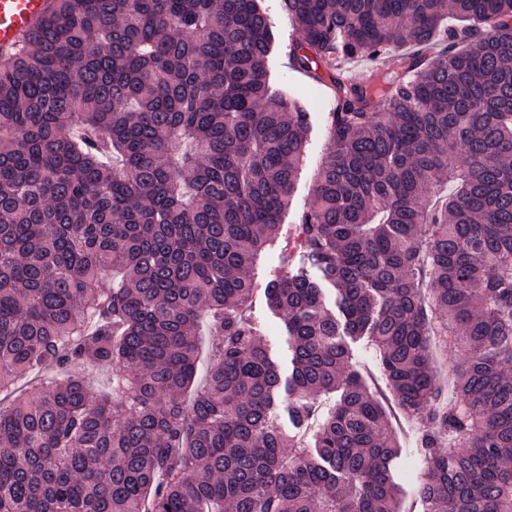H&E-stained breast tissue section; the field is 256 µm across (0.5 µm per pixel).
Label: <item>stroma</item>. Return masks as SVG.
<instances>
[{
	"mask_svg": "<svg viewBox=\"0 0 512 512\" xmlns=\"http://www.w3.org/2000/svg\"><path fill=\"white\" fill-rule=\"evenodd\" d=\"M261 5L272 22L276 38L275 47L267 62L272 80L285 94L303 101L310 114L311 131L306 155L285 219L287 226L291 227L298 223L306 209L317 171L330 149L328 116L334 111L336 102L324 80L333 72L339 71L350 80L362 83L368 81L371 65L363 60H327L317 63V79L308 78L303 72L293 68L289 59L290 49L299 42L300 33L297 29L289 28V17L282 7V0H261ZM247 314L272 355L281 366H288L290 353L284 323L268 308L263 291L254 293ZM416 431V423L401 422V453L393 462V474L401 490L404 512H410L424 468L423 459L415 446Z\"/></svg>",
	"mask_w": 512,
	"mask_h": 512,
	"instance_id": "stroma-1",
	"label": "stroma"
}]
</instances>
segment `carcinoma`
<instances>
[{
	"label": "carcinoma",
	"instance_id": "1",
	"mask_svg": "<svg viewBox=\"0 0 512 512\" xmlns=\"http://www.w3.org/2000/svg\"><path fill=\"white\" fill-rule=\"evenodd\" d=\"M283 8L306 72L448 43L332 77L303 261L264 288L286 377L246 308L292 244L309 112L272 86L259 0H53L0 59V512H400L397 414L421 512H512V0ZM437 343L464 356L446 397ZM257 291L254 293L247 314L256 328L259 337L267 345L272 355L279 361L282 368L288 372L290 352L288 351L287 336L282 319L274 314L267 306L264 296L266 281L272 277L288 275L292 267L284 265L279 251L267 252L261 259ZM418 424L415 422H400L399 437L401 453L393 462V474L400 487L402 512H408L415 501L416 488L423 471V459L415 446V435Z\"/></svg>",
	"mask_w": 512,
	"mask_h": 512
}]
</instances>
